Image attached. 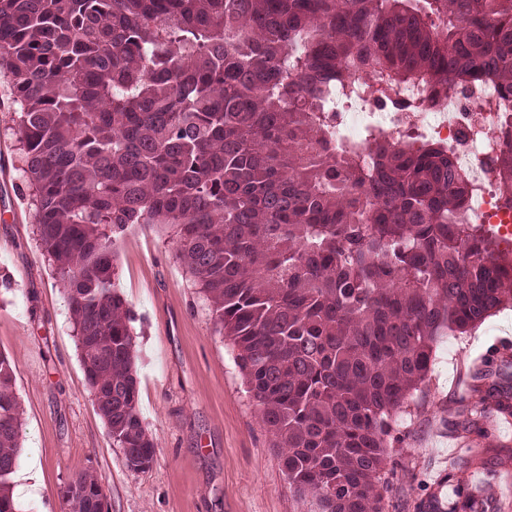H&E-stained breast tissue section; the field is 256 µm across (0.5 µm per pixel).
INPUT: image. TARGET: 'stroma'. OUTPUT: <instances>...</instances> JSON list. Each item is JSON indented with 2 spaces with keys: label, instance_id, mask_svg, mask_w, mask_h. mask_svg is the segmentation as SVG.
<instances>
[{
  "label": "stroma",
  "instance_id": "35a3bbf8",
  "mask_svg": "<svg viewBox=\"0 0 512 512\" xmlns=\"http://www.w3.org/2000/svg\"><path fill=\"white\" fill-rule=\"evenodd\" d=\"M13 89L0 76V146L9 188L0 193V352L13 368L25 452L18 475L35 474L16 495L19 512H71L63 489L91 476L110 512H312L288 483L260 408L247 391L237 349L215 331L211 306L177 262L174 229L130 227L118 251L117 291L135 316L138 409L155 442L149 468L131 469L109 435L89 390L67 294L35 232V211L13 134ZM512 307L467 335L442 337L392 453L401 465L388 512H416L433 491L453 500L439 477L467 450L480 464L465 479L495 499H512V418L487 413L486 437L463 423L471 376L512 381Z\"/></svg>",
  "mask_w": 512,
  "mask_h": 512
}]
</instances>
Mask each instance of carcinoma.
Masks as SVG:
<instances>
[{
	"mask_svg": "<svg viewBox=\"0 0 512 512\" xmlns=\"http://www.w3.org/2000/svg\"><path fill=\"white\" fill-rule=\"evenodd\" d=\"M36 234L61 280L85 379L109 434L155 444L138 412L135 335L115 241L168 224L217 331L315 512H385L394 416L440 337L512 303V241L472 224L448 147L375 128L341 153L329 104L367 95L418 112L478 76L512 96V0H0ZM422 86L424 99L401 98ZM493 160L512 209V115ZM371 158L362 165L361 154ZM475 385L512 416V385ZM0 351V512L23 452ZM102 491L66 487L75 512ZM448 512H499L465 484Z\"/></svg>",
	"mask_w": 512,
	"mask_h": 512,
	"instance_id": "carcinoma-1",
	"label": "carcinoma"
}]
</instances>
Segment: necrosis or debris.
<instances>
[{
  "label": "necrosis or debris",
  "mask_w": 512,
  "mask_h": 512,
  "mask_svg": "<svg viewBox=\"0 0 512 512\" xmlns=\"http://www.w3.org/2000/svg\"><path fill=\"white\" fill-rule=\"evenodd\" d=\"M373 125L390 139L415 131L440 140L452 150L453 160L469 178L474 193L468 200L467 216L475 224L501 225L512 235V210L498 208L497 181L488 166L489 157L498 154L502 143L495 133L497 115L475 112L459 96L442 97L422 112H386L365 102L336 115V145L344 147L348 130Z\"/></svg>",
  "instance_id": "4bbe7bcc"
}]
</instances>
